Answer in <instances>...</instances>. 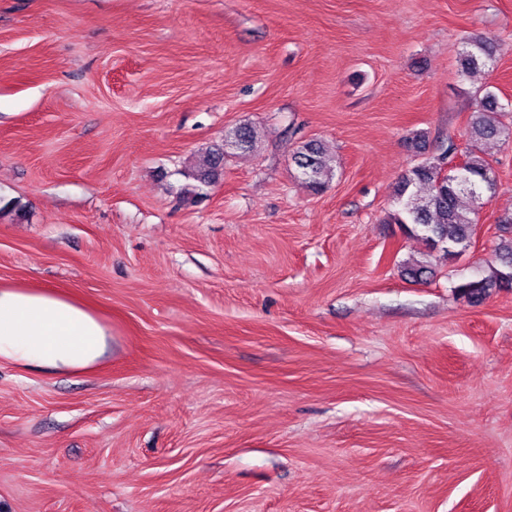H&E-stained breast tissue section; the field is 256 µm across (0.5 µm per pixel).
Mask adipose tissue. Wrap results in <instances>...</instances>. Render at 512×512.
I'll return each instance as SVG.
<instances>
[{
	"label": "adipose tissue",
	"instance_id": "1",
	"mask_svg": "<svg viewBox=\"0 0 512 512\" xmlns=\"http://www.w3.org/2000/svg\"><path fill=\"white\" fill-rule=\"evenodd\" d=\"M111 341L98 315L55 290L0 287V362L80 371L102 360Z\"/></svg>",
	"mask_w": 512,
	"mask_h": 512
}]
</instances>
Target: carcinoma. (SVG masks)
Here are the masks:
<instances>
[{"label": "carcinoma", "instance_id": "1", "mask_svg": "<svg viewBox=\"0 0 512 512\" xmlns=\"http://www.w3.org/2000/svg\"><path fill=\"white\" fill-rule=\"evenodd\" d=\"M496 64V46L483 35H469L463 41L458 75L469 78L490 72ZM506 107L485 85L475 90V110L470 116V148L464 166L440 179L441 160L454 153L453 143L438 157L422 162L399 178L395 191V208L385 223L398 224L407 233L440 246L450 258L465 251L471 243L485 199L494 194L495 179L490 163L480 153V145L491 140L512 142V123L504 121ZM295 163L307 186L320 192L333 178L334 170L325 158L323 144L309 142L295 156ZM224 169V149L211 148L197 170L185 174L181 186L183 198L192 200L207 194ZM500 243L494 260L477 275L458 285L470 301L480 303L500 289L512 288V213L498 217ZM405 273L415 281L425 282L431 273L427 262L413 259Z\"/></svg>", "mask_w": 512, "mask_h": 512}]
</instances>
